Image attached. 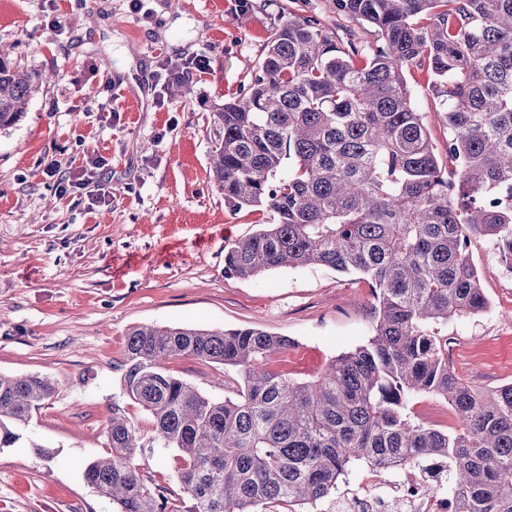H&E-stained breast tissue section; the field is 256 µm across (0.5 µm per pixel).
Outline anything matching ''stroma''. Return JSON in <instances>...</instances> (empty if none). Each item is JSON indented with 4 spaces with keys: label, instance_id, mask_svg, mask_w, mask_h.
I'll return each instance as SVG.
<instances>
[{
    "label": "stroma",
    "instance_id": "35a3bbf8",
    "mask_svg": "<svg viewBox=\"0 0 512 512\" xmlns=\"http://www.w3.org/2000/svg\"><path fill=\"white\" fill-rule=\"evenodd\" d=\"M290 12L336 21L333 0H0V54L43 78L22 121L0 130V373L54 385L19 441L0 448V512H116L83 477L109 449L116 401L142 436L136 465L177 489L175 451L152 447L148 415L122 399L118 365L134 326L287 336L295 345L275 366L296 380L366 342L373 297L359 274L224 275L225 243L271 215L225 205L210 120L240 97ZM407 81L444 145L429 75ZM83 172V189L57 192L58 176ZM101 185L111 195L98 198ZM469 251L489 307L449 321L448 363L491 390L512 382V278L489 241L472 239ZM168 368L217 398L233 381L192 358Z\"/></svg>",
    "mask_w": 512,
    "mask_h": 512
}]
</instances>
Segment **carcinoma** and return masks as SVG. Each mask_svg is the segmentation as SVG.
I'll return each instance as SVG.
<instances>
[{"instance_id": "carcinoma-1", "label": "carcinoma", "mask_w": 512, "mask_h": 512, "mask_svg": "<svg viewBox=\"0 0 512 512\" xmlns=\"http://www.w3.org/2000/svg\"><path fill=\"white\" fill-rule=\"evenodd\" d=\"M375 45L343 41L316 16L288 13L250 84L213 112L212 174L235 210L273 216L224 245V275L320 266L365 276L366 344L313 379L272 368L294 342L255 328L142 325L127 333L120 385L151 418V442L179 453L190 501L133 464L138 429L119 403L110 452L87 483L117 512H311L366 469L448 460L456 512H512V383L489 393L448 365V321L488 308L469 245L483 237L512 271V0H335ZM433 75L445 158L406 73ZM41 76L0 57V130L18 124ZM188 357L238 372L218 400L175 376ZM54 392L38 374L0 373V448ZM443 398L457 427L415 418Z\"/></svg>"}]
</instances>
